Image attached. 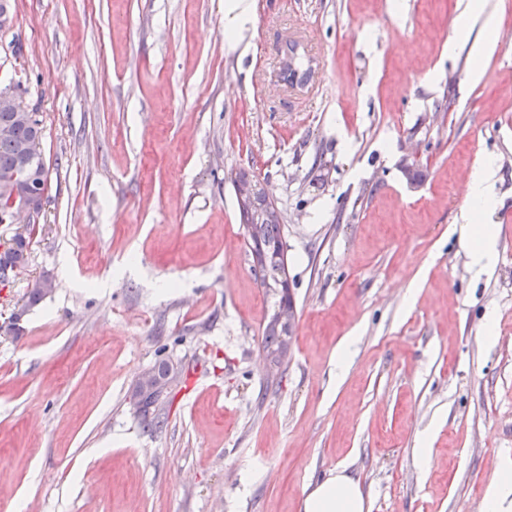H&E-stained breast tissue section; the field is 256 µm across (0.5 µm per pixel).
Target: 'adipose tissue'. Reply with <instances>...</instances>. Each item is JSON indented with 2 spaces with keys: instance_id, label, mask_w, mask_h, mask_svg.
Listing matches in <instances>:
<instances>
[{
  "instance_id": "ef3b65f1",
  "label": "adipose tissue",
  "mask_w": 512,
  "mask_h": 512,
  "mask_svg": "<svg viewBox=\"0 0 512 512\" xmlns=\"http://www.w3.org/2000/svg\"><path fill=\"white\" fill-rule=\"evenodd\" d=\"M255 20V0H224V45L237 50ZM466 196L467 208L461 212L460 233L471 241V259L478 271L488 269L496 253V236L484 219L494 203L493 171L489 165L477 166L471 173ZM304 512H368L360 483L346 469L317 484L303 501Z\"/></svg>"
}]
</instances>
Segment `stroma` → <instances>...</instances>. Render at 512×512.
Returning <instances> with one entry per match:
<instances>
[{
	"label": "stroma",
	"instance_id": "obj_1",
	"mask_svg": "<svg viewBox=\"0 0 512 512\" xmlns=\"http://www.w3.org/2000/svg\"><path fill=\"white\" fill-rule=\"evenodd\" d=\"M257 2L244 54L224 0H15L0 88L41 112L49 174L0 285V512H303L342 467L370 512H479L512 457V0H484L501 37L478 59L448 48L460 0ZM290 41L302 86L281 78ZM482 161L497 254L478 275L449 228ZM243 171L280 214L296 323L277 366ZM161 360L177 380L138 414ZM28 239H13L3 252H0V284H3L4 272L7 268L13 267L18 264H26L28 261L29 251Z\"/></svg>",
	"mask_w": 512,
	"mask_h": 512
}]
</instances>
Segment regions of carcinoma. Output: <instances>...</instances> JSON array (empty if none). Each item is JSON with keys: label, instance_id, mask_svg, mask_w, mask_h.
<instances>
[{"label": "carcinoma", "instance_id": "cac0c4a2", "mask_svg": "<svg viewBox=\"0 0 512 512\" xmlns=\"http://www.w3.org/2000/svg\"><path fill=\"white\" fill-rule=\"evenodd\" d=\"M41 131L42 116L36 107L28 112L0 111V177L15 169L24 148ZM241 219L243 223L254 227V232L248 237L252 254L265 260L264 264L258 266L260 284L265 288L282 285L288 277L277 210L258 197L254 201L252 214L248 217L243 215ZM28 251L29 240L21 238L13 240L10 246L0 252V284L3 283L7 268L27 263ZM287 337L288 328L278 326L276 319H271L262 338L264 350L273 359L280 360L287 352ZM151 372L160 388L146 391L144 404L155 409L173 379L172 367L168 362L160 361L151 368Z\"/></svg>", "mask_w": 512, "mask_h": 512}]
</instances>
